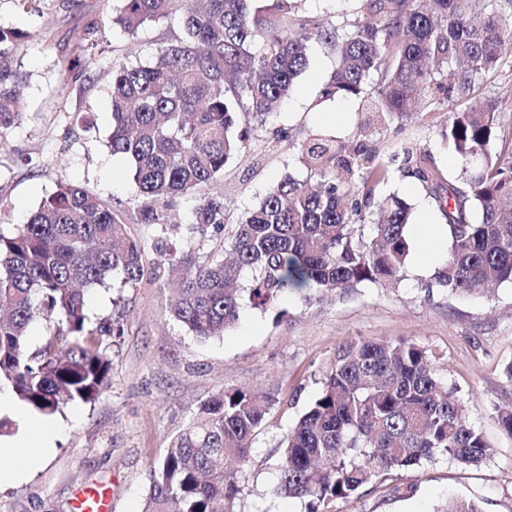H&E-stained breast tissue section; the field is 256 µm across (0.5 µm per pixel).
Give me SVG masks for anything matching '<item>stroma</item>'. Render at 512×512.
Instances as JSON below:
<instances>
[{"instance_id":"1","label":"stroma","mask_w":512,"mask_h":512,"mask_svg":"<svg viewBox=\"0 0 512 512\" xmlns=\"http://www.w3.org/2000/svg\"><path fill=\"white\" fill-rule=\"evenodd\" d=\"M101 35L82 51L75 36L86 26ZM0 26L29 32L11 56L26 78L24 114L0 149V228L23 223L58 184L73 180L121 205L131 236L139 202L124 158L111 154L108 86L112 58H147L163 30L151 26L137 40L112 28V0H38L35 9L0 0ZM334 60L312 44L308 65L288 98L254 130L250 147L226 167L220 189L231 215L258 204L285 176L310 172L299 145L318 130L340 141L359 135L360 100L332 96L326 84ZM447 110L421 113L403 132L378 135L379 147L401 139L414 151L433 153L446 175L457 159L441 138ZM286 130L289 141L277 138ZM412 208V221L442 223L434 202L408 174L396 172L380 188ZM433 268L408 259L395 287L367 285L348 295L290 292L267 312L243 307L223 337L202 341L167 320L171 292L166 277L147 273L135 288L91 291V323L119 318L123 333L111 345L107 388L91 403L67 404L55 420L53 448L38 466L0 481V512H72L77 489L98 481L112 487V512H141L152 463L171 435L192 419L197 404L221 389L276 393L243 471L239 512H304L300 500L277 492L278 442L319 394L345 346L362 341H413L428 349L438 374L467 405L489 448L477 467L447 456L380 474L329 512H434L446 499L475 501L481 512H512V438L496 408L512 409V285L478 296L432 287Z\"/></svg>"}]
</instances>
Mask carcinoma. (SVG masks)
Instances as JSON below:
<instances>
[{
	"mask_svg": "<svg viewBox=\"0 0 512 512\" xmlns=\"http://www.w3.org/2000/svg\"><path fill=\"white\" fill-rule=\"evenodd\" d=\"M112 25L133 40L163 24L156 53L110 64L112 133L137 195L139 223L128 234L112 200L66 181L10 232L0 230V390L51 420L69 402L95 401L112 372L111 327L93 326L88 290L117 277L138 287L148 242L177 224V198L192 200L191 232L229 219L212 192L249 147L308 64L309 41L335 59L327 92L364 98L363 130H401L418 114L466 99L497 74L512 47V0H359L361 16L315 20L298 0H113ZM30 34L0 26V62ZM24 76L0 65V150L22 118ZM500 98L449 111L443 137L457 156L450 179L434 157L364 137L343 143L315 131L300 144L312 181L287 177L237 218L224 249L198 261L155 246L153 264L175 275L169 319L197 339L224 334L243 300L267 310L288 291L350 292L404 277L410 207L379 187L404 169L434 197L448 225L449 249L436 287L480 295L512 283V146H498ZM37 320L54 332L33 354ZM276 402L272 392L220 390L169 440L151 469L142 512H238L241 474L252 441ZM437 455L465 466L488 456L468 408L414 342H364L342 350L322 389L280 443L278 491L327 512L379 473ZM438 512H480L451 498Z\"/></svg>",
	"mask_w": 512,
	"mask_h": 512,
	"instance_id": "carcinoma-1",
	"label": "carcinoma"
}]
</instances>
